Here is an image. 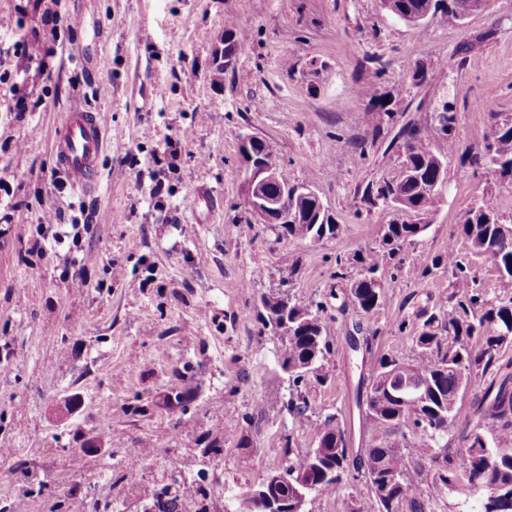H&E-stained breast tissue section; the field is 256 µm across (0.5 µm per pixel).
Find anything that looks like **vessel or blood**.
<instances>
[{
  "instance_id": "1",
  "label": "vessel or blood",
  "mask_w": 512,
  "mask_h": 512,
  "mask_svg": "<svg viewBox=\"0 0 512 512\" xmlns=\"http://www.w3.org/2000/svg\"><path fill=\"white\" fill-rule=\"evenodd\" d=\"M106 119L81 103H72L55 132L56 166L72 187L82 192L97 188L100 158L106 149Z\"/></svg>"
}]
</instances>
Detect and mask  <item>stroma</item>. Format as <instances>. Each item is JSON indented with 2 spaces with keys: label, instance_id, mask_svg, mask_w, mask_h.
<instances>
[{
  "label": "stroma",
  "instance_id": "35a3bbf8",
  "mask_svg": "<svg viewBox=\"0 0 512 512\" xmlns=\"http://www.w3.org/2000/svg\"><path fill=\"white\" fill-rule=\"evenodd\" d=\"M229 21L246 40L217 83ZM36 37L34 62L21 48ZM313 58L327 66L314 87L304 75ZM76 99L107 123L102 182L88 194L71 191L51 152ZM446 101L453 177L426 229L381 262L382 306L362 313L347 296L365 274L358 257L378 248L383 224L407 218L367 209L362 191L396 172L399 127ZM493 112L512 117V0H489L462 26L420 27L380 0H0V448L13 451L0 457V498L27 463L45 489L25 512L79 504L74 468L95 465L111 472L114 512H146L171 466L206 470L209 512H224L227 494L254 489L286 451L313 448L325 420L359 455L360 400L379 359L413 360L415 332L452 293L503 297L491 260L460 234L488 193L512 220V183L465 161L483 150ZM244 135L276 145L285 176L335 215L336 238L290 239L256 221ZM50 210L86 220L80 243L40 239ZM451 244L465 266L455 277L430 267ZM67 266L83 290L62 278ZM281 289L318 312L329 337L323 380L300 386L305 424L283 408L282 345L258 315L260 294ZM174 387L186 406H167ZM127 448L149 451L147 495H130L116 463ZM343 482L340 496L308 497L305 512H376L365 477L352 469Z\"/></svg>",
  "mask_w": 512,
  "mask_h": 512
}]
</instances>
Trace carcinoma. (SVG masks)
Segmentation results:
<instances>
[{"mask_svg": "<svg viewBox=\"0 0 512 512\" xmlns=\"http://www.w3.org/2000/svg\"><path fill=\"white\" fill-rule=\"evenodd\" d=\"M387 11L406 23L419 25L436 16L448 19L456 13V4L471 7L457 23L463 24L469 16L484 10L487 0H383ZM245 40L242 30L231 24L224 26V47L238 57ZM456 123L454 107L440 114L425 115L403 126L397 137L402 139L406 152L400 166V179L390 178L369 183L361 200L374 206L386 203L394 195L404 200L401 209L422 220L436 207L439 192L431 191L437 181L445 184L451 173L445 171L448 154L455 152L456 141L452 130ZM250 147L255 159L268 168H279L276 145L268 139L252 136ZM469 163L486 166L500 177L512 176V125H504L490 135L484 150L472 155ZM268 192L281 200L285 210L295 209L299 219L292 223H275L273 227L283 236L293 239H333L340 225L336 224L329 208L315 199H295L278 183ZM419 234L418 224L394 220L383 225L381 249L361 257L367 276L351 283L349 290L353 303L361 312L369 314L382 304V291L371 278L387 255ZM461 234L470 247L480 252L490 250L496 258L499 286L509 296L506 302L479 304L478 296L465 294L450 310L441 309L425 319L415 336L418 349L416 359L404 363L396 358L380 361L372 372L363 413L371 426L363 456L351 461L347 446L336 449L321 461L324 469L335 472L333 479L320 478V471L310 466V452L299 453L286 460L305 471L309 487L306 495L335 496L343 491V474L348 466L363 471L377 505V512H399L400 504L411 498L414 512H423V473L432 475L434 485L448 490L455 487L459 477L468 475L469 481L488 495L499 487H512V360L500 357L503 345L512 342V235L506 236L493 195H486L466 213ZM261 315L268 319L273 314L288 312L289 329L278 333L283 348V365L295 371L293 386L306 376L316 375L329 351V340L320 316L292 301L284 292L261 295ZM411 375L421 385L417 405L401 404L387 393V387L402 383V372ZM494 374L484 396L474 404L469 425L461 435L464 446L454 448L445 437L458 413L460 397L472 379L487 373ZM289 413L299 422L308 420V402L296 392L287 402ZM415 428L416 437L410 439L405 430ZM429 446L427 469L414 472L409 469L410 455ZM397 475L390 488L380 484L382 474Z\"/></svg>", "mask_w": 512, "mask_h": 512, "instance_id": "carcinoma-1", "label": "carcinoma"}]
</instances>
